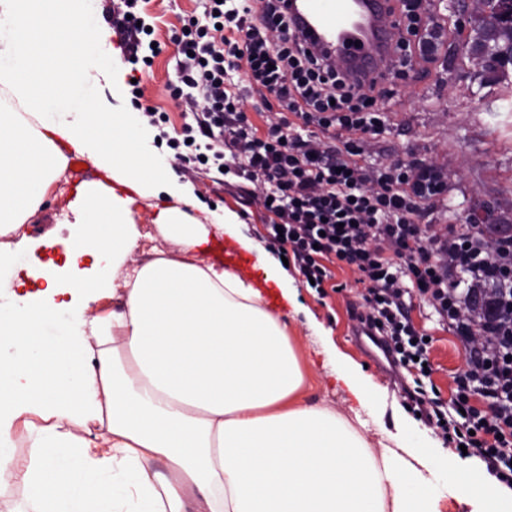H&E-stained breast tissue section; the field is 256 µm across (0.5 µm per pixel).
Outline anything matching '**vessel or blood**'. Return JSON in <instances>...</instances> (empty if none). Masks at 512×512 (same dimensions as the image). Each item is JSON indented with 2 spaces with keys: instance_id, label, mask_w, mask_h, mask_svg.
I'll list each match as a JSON object with an SVG mask.
<instances>
[{
  "instance_id": "obj_1",
  "label": "vessel or blood",
  "mask_w": 512,
  "mask_h": 512,
  "mask_svg": "<svg viewBox=\"0 0 512 512\" xmlns=\"http://www.w3.org/2000/svg\"><path fill=\"white\" fill-rule=\"evenodd\" d=\"M396 0H364L362 7L370 20L367 40L343 42L336 47L340 69L353 85L383 80L396 57L392 24L395 20ZM352 0H302L298 17L308 26L311 38L332 37L346 30L352 19ZM209 255L237 273L253 275L255 265L246 255L233 249L227 242L216 240L207 248Z\"/></svg>"
}]
</instances>
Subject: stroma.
<instances>
[{
	"instance_id": "1",
	"label": "stroma",
	"mask_w": 512,
	"mask_h": 512,
	"mask_svg": "<svg viewBox=\"0 0 512 512\" xmlns=\"http://www.w3.org/2000/svg\"><path fill=\"white\" fill-rule=\"evenodd\" d=\"M457 2L434 0L431 16L454 29L455 35L438 45L428 69H415L399 83L389 104L386 129L367 141L364 159L371 167L396 159L415 161L442 174L445 190L426 203L418 223L460 224L469 214L491 205L501 218L500 230L507 231L512 229V68L503 73H475L463 46L471 25L460 14ZM203 11V0H145L142 15L153 27L161 52L149 68H132L122 57L116 61L124 82L139 81L143 104L166 115L165 129L173 137L181 135L185 123L182 101L171 91L176 82L177 58L173 36L183 16H199ZM171 173L178 184L192 190L201 205L214 207L219 213L226 209L237 213L244 234L265 245L270 256L282 259V252L267 244L266 226L271 213L248 194L239 178L231 174L220 178L213 172H186L176 167ZM77 185V179L68 174L53 184L44 206L30 221L29 234L39 237L50 233L59 241L69 238L72 227L65 224L64 215ZM287 271L294 278L290 330L297 351L310 364L307 399L346 416L356 410V401L346 385L311 360L319 346L337 349L351 375L372 390L369 406L356 411L367 423L362 434L374 452L391 447L388 434L396 423L403 422L437 458L454 454V446L445 443L425 420L407 408L400 384L370 364L354 344L351 313L360 307L363 290L355 284L353 271L336 269L335 280L344 289L324 297L304 282L295 265H288ZM407 308L415 326L434 338L430 354L434 364L432 381L442 397H449L452 377L464 366L465 350L459 339L432 316L423 300L413 299Z\"/></svg>"
}]
</instances>
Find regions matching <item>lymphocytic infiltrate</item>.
<instances>
[{"instance_id":"obj_1","label":"lymphocytic infiltrate","mask_w":512,"mask_h":512,"mask_svg":"<svg viewBox=\"0 0 512 512\" xmlns=\"http://www.w3.org/2000/svg\"><path fill=\"white\" fill-rule=\"evenodd\" d=\"M138 3L117 0L112 11L130 58L140 57L147 32ZM281 3L207 0L202 20L184 18L175 42L186 122L182 139L168 141L175 163L227 168L249 183L273 216L268 241L290 247L316 291L333 279L332 265L352 268L364 287L360 324L413 378L408 407L512 488V235L416 223L435 194L421 187L425 171L401 160L372 171L363 162L366 137L384 130L394 87H353L304 44ZM428 3L399 0L392 79H405L413 57L429 58L433 44L420 24ZM237 72L244 84L234 83ZM481 293L499 316L480 314ZM415 296L467 352L447 401L424 387L432 345L406 310Z\"/></svg>"}]
</instances>
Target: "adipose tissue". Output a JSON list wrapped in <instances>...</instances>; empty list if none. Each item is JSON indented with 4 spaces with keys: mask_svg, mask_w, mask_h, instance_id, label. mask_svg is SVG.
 <instances>
[{
    "mask_svg": "<svg viewBox=\"0 0 512 512\" xmlns=\"http://www.w3.org/2000/svg\"><path fill=\"white\" fill-rule=\"evenodd\" d=\"M108 34L95 0H0V274L35 262L30 220L59 179L65 147L100 179L77 190L69 263L46 289L0 305V490L9 512H435L438 461L407 429L374 453L341 413L309 403L283 309L291 280L270 287L207 258L227 238L251 252L234 212L191 216L166 163L145 155L137 112H116L122 81L96 46ZM166 193L144 247L134 196ZM140 253L131 261L132 253ZM113 296L73 318L54 294Z\"/></svg>",
    "mask_w": 512,
    "mask_h": 512,
    "instance_id": "adipose-tissue-1",
    "label": "adipose tissue"
}]
</instances>
